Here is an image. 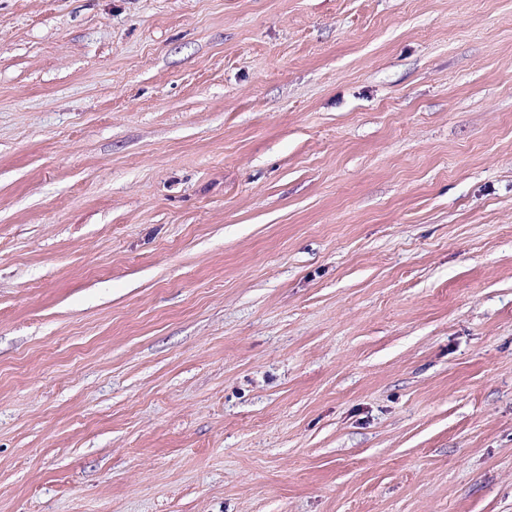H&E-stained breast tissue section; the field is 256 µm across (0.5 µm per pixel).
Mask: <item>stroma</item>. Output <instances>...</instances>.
Listing matches in <instances>:
<instances>
[{"label":"stroma","instance_id":"1","mask_svg":"<svg viewBox=\"0 0 512 512\" xmlns=\"http://www.w3.org/2000/svg\"><path fill=\"white\" fill-rule=\"evenodd\" d=\"M0 512H512V0H0Z\"/></svg>","mask_w":512,"mask_h":512}]
</instances>
